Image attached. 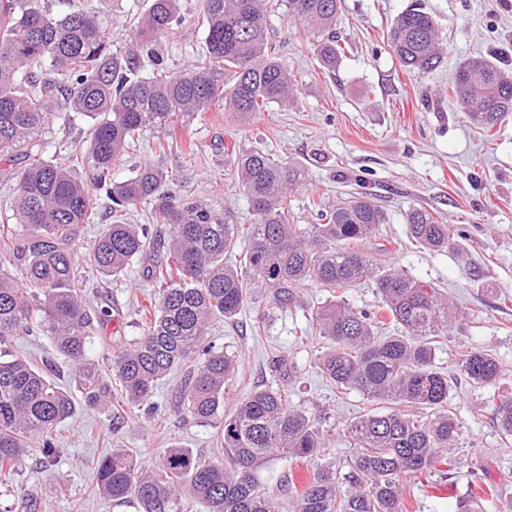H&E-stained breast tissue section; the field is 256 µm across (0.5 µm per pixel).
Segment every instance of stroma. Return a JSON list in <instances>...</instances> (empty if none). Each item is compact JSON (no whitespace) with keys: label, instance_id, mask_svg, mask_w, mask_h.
I'll return each mask as SVG.
<instances>
[{"label":"stroma","instance_id":"1","mask_svg":"<svg viewBox=\"0 0 512 512\" xmlns=\"http://www.w3.org/2000/svg\"><path fill=\"white\" fill-rule=\"evenodd\" d=\"M418 2L436 20L444 49L442 65L427 75L402 69L386 40L397 16ZM201 4L179 0L185 22L161 48L171 71L204 62L205 32L197 23ZM148 5L149 0H118L117 9L103 18L110 43H126ZM336 31L345 52L329 71L311 38L282 13L270 15L268 38L293 76V101L285 107L270 104L245 122L226 109L199 113L178 134L180 141L191 137L199 144L193 165L180 173L181 189L189 197L220 203L236 223H248L249 202L227 153L235 146L262 148L305 168L306 185L288 197L290 223H316L313 198L328 204L351 192L369 194L386 222L366 250L441 288L458 308L437 352V366L455 373L458 347L470 343L491 352L503 369L493 387L458 380L448 407L464 446L453 471L440 464L408 478L407 512H458V498L486 484L498 488L487 512H512V441L503 440L489 403L490 397L512 393V112L483 130L457 111L450 89L457 65L470 57L494 58L512 74V0H341ZM413 208L447 224L454 248L430 252L411 243L405 216ZM89 282L91 300L112 312L91 347L105 366L112 348L142 334L138 307L154 288L138 263L121 280L93 275ZM268 296V289H255L241 312L218 321L210 337L216 347L240 357V380L230 386L224 407H235L242 385L279 386L293 405L337 435L332 454L345 465L352 450L341 435L365 401L356 392L337 397L321 375L318 363L331 348L329 340L306 345L294 338L295 329L306 326L310 313L331 294L309 285L290 309L271 310L262 322L258 316ZM10 350L31 356L50 379L74 389L73 368L49 333L38 331ZM274 351L292 367L288 381L269 370L267 358ZM182 381L178 370L160 382L154 393L160 411L153 418L78 407L60 426L53 454L30 442L17 466V488L0 491V507L5 512H136L134 504L115 505L96 494V461L123 450L150 468L174 445L204 461L223 458V418L199 423L189 417L178 404ZM306 473L305 463L295 459L271 460L260 470L283 503L289 480Z\"/></svg>","mask_w":512,"mask_h":512}]
</instances>
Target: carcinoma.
Segmentation results:
<instances>
[{
  "label": "carcinoma",
  "instance_id": "cac0c4a2",
  "mask_svg": "<svg viewBox=\"0 0 512 512\" xmlns=\"http://www.w3.org/2000/svg\"><path fill=\"white\" fill-rule=\"evenodd\" d=\"M111 2L83 0L54 13L45 0H0V185L11 191L13 221L0 226V347L43 326L73 365L79 401L90 409L112 408L116 381L130 412L155 416L158 382L182 370L179 404L205 422L224 411L226 385L239 368L234 355L206 343L213 323L235 317L256 285L270 289L271 307L286 310L315 282L332 299L297 328L296 342L328 338L333 348L319 369L336 393L390 404L347 425L345 436L357 449L348 472L326 460L331 438L314 418L280 390L254 387L224 417V461L205 462L173 447L144 470L116 450L97 463L98 494L132 502L137 512H181L186 493L209 512H282L258 468L291 458L312 470L303 483L288 485L289 512H405L407 476L452 461L459 448V426L448 409L454 381L435 365L456 307L432 284L365 251L363 242L385 223L368 196L328 205L317 224H292L287 197L306 180L305 169L262 149H233L251 207L250 223L236 224L224 210L176 190L164 140L214 106L245 118L271 103L288 104L292 77L267 38L272 12L317 38L324 68L336 69L344 53L335 32L340 0H203L206 65L172 75L155 48L182 25L178 0H151L121 50L111 47L102 26ZM387 43L410 72L425 75L442 63L437 23L417 4L398 15ZM451 88L458 109L488 131L512 112V75L488 58L459 63ZM61 112L90 125L88 153L65 163L45 154ZM148 128L162 134L154 143L158 161L112 181V169ZM100 201L111 222L80 254L83 225ZM139 207L150 209L151 223H129ZM154 224L168 225V238ZM406 224L423 249L452 245L448 225L424 209L410 210ZM243 240V258L234 262ZM137 260L147 262L146 278L158 292L140 306L143 334L112 352L106 374L88 347L110 311L91 315L81 293L84 272L115 279ZM361 282L373 288L378 310L347 301V290ZM457 371L483 386L502 374L492 353L472 345L461 352ZM76 401L28 357L0 352V488L13 486L30 439L47 454L55 448L57 428L73 416ZM489 403L512 436V397ZM417 406L431 413L422 417Z\"/></svg>",
  "mask_w": 512,
  "mask_h": 512
}]
</instances>
